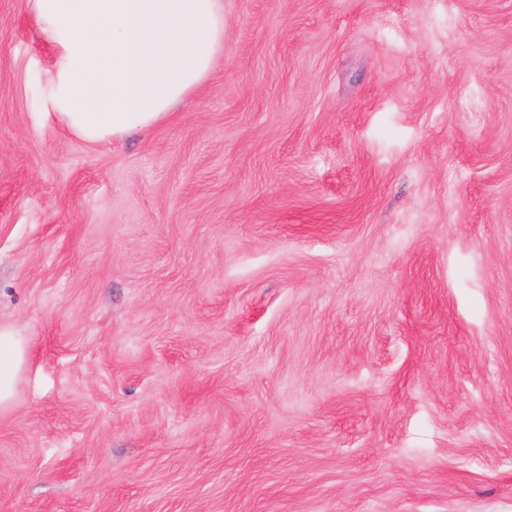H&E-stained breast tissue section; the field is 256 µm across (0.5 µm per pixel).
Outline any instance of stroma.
Segmentation results:
<instances>
[{
  "instance_id": "1",
  "label": "stroma",
  "mask_w": 512,
  "mask_h": 512,
  "mask_svg": "<svg viewBox=\"0 0 512 512\" xmlns=\"http://www.w3.org/2000/svg\"><path fill=\"white\" fill-rule=\"evenodd\" d=\"M90 144L0 0V512H512V0H223ZM28 356L27 336L14 323L0 321V414L15 404Z\"/></svg>"
}]
</instances>
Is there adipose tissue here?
I'll return each mask as SVG.
<instances>
[{
    "instance_id": "ef3b65f1",
    "label": "adipose tissue",
    "mask_w": 512,
    "mask_h": 512,
    "mask_svg": "<svg viewBox=\"0 0 512 512\" xmlns=\"http://www.w3.org/2000/svg\"><path fill=\"white\" fill-rule=\"evenodd\" d=\"M54 49L47 109L74 136L120 139L166 119L212 70L223 0H31ZM29 340L0 321V414L16 401Z\"/></svg>"
}]
</instances>
